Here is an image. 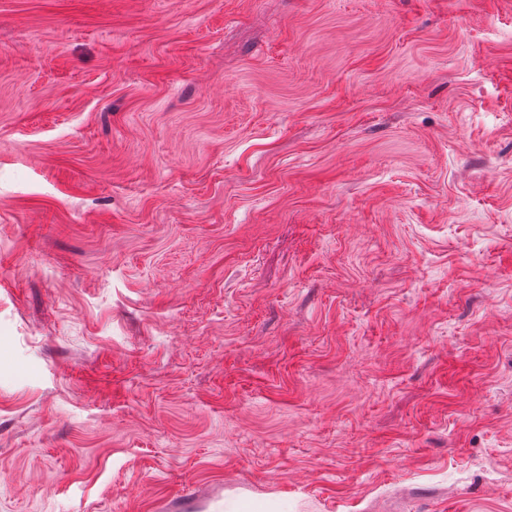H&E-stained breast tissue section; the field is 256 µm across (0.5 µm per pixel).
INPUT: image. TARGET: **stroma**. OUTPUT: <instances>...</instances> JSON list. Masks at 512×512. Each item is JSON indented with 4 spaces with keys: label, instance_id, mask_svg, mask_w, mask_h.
I'll return each instance as SVG.
<instances>
[{
    "label": "stroma",
    "instance_id": "35a3bbf8",
    "mask_svg": "<svg viewBox=\"0 0 512 512\" xmlns=\"http://www.w3.org/2000/svg\"><path fill=\"white\" fill-rule=\"evenodd\" d=\"M0 512H512V0H0Z\"/></svg>",
    "mask_w": 512,
    "mask_h": 512
}]
</instances>
